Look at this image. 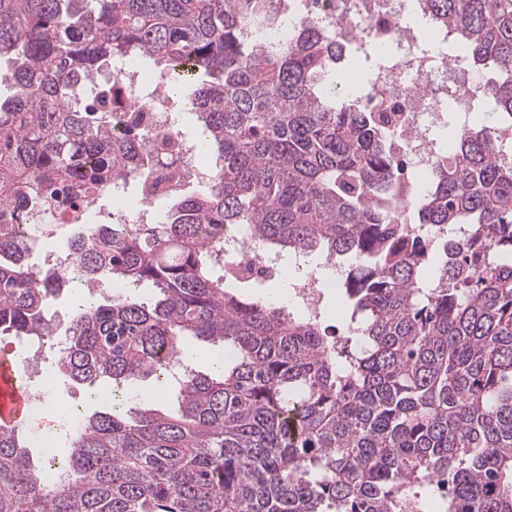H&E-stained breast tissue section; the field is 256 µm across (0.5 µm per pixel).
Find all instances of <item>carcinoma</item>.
Segmentation results:
<instances>
[{
	"instance_id": "carcinoma-1",
	"label": "carcinoma",
	"mask_w": 512,
	"mask_h": 512,
	"mask_svg": "<svg viewBox=\"0 0 512 512\" xmlns=\"http://www.w3.org/2000/svg\"><path fill=\"white\" fill-rule=\"evenodd\" d=\"M292 0H0V338L59 335L63 288L29 262L25 220L85 207L69 282H119L88 298L54 357L65 381L111 393L158 388L84 419L33 461L0 430V512H512V0H417L495 81L472 87L497 120L463 129L430 186L405 178L395 117L337 90L334 20L299 19L272 41ZM112 62L147 68L196 118L212 172L188 195L175 157L136 123ZM147 192L152 218L90 224L113 182ZM266 248L348 257L340 291L359 320L336 336L287 300L227 284L224 232ZM148 284L147 298L133 294ZM224 348L218 376L167 367L187 338Z\"/></svg>"
}]
</instances>
